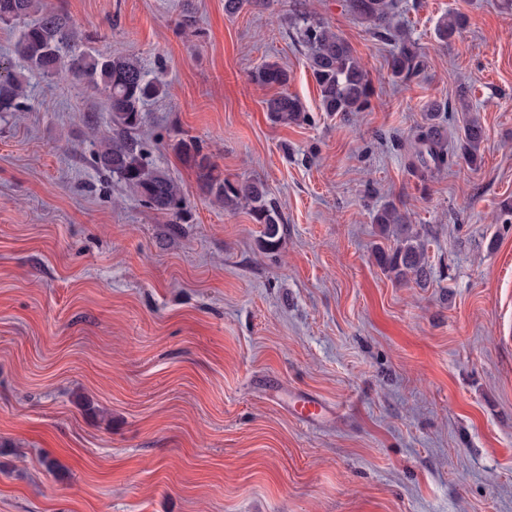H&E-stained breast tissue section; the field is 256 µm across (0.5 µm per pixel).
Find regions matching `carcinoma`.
<instances>
[{"mask_svg":"<svg viewBox=\"0 0 512 512\" xmlns=\"http://www.w3.org/2000/svg\"><path fill=\"white\" fill-rule=\"evenodd\" d=\"M399 8L400 0H347V10L354 18L367 23L373 34L393 43L387 58L388 71L392 79L407 83L423 70L424 54L394 23ZM289 22L298 42L307 49L308 67L319 88L323 111L347 114L369 110L374 89L350 44L326 20L303 5L293 12ZM0 24L20 26L15 54L29 72L82 82L102 97L114 134L100 139L93 162L123 181L148 207L178 223L185 209L180 185L145 163L141 143L131 136L142 124L144 104L163 95L164 85L148 77L133 57L110 58L90 49L76 50L81 35L71 18L62 11L48 9L44 0H0ZM463 26V16L458 13L443 17L434 29L435 43L448 46ZM252 79L264 86L283 87L288 83V72L276 63L265 62L255 69ZM26 99V79L15 70L12 60L0 58V112H22ZM443 110V105L430 103L426 123L414 134V152L408 167L422 178L454 162L461 161L472 169L482 162L484 128L480 121L465 117L456 145L450 147L438 123ZM266 112L273 122L281 124L305 118L301 100L288 93L268 99ZM174 150L195 170L197 181L213 203L229 209L247 208L253 222L263 225V250L279 251L285 221L277 200L263 182L224 177V171L194 139L180 140ZM373 223L384 236L393 238L390 249L375 251L377 264L396 283L413 281L426 286L431 275L426 244L410 224L407 213L387 202L376 210Z\"/></svg>","mask_w":512,"mask_h":512,"instance_id":"1","label":"carcinoma"}]
</instances>
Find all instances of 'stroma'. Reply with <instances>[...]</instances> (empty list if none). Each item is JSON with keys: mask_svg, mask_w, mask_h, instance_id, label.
I'll return each mask as SVG.
<instances>
[{"mask_svg": "<svg viewBox=\"0 0 512 512\" xmlns=\"http://www.w3.org/2000/svg\"><path fill=\"white\" fill-rule=\"evenodd\" d=\"M46 3L165 83L136 136L186 211L171 223L96 168L112 127L86 85L35 75L27 110L0 113V512H512V224L493 221L512 197L504 0H402L395 22L426 54L407 84L344 0L234 16L224 0ZM300 3L365 65L370 110L323 112L282 21ZM449 13L466 23L440 48ZM264 62L287 70L304 121L270 120ZM434 101L448 140L463 111L480 119L483 160L423 181L407 156ZM190 137L275 195L277 253L247 209L200 189L174 151ZM388 201L428 243L427 287L375 261ZM299 393L330 414L291 416Z\"/></svg>", "mask_w": 512, "mask_h": 512, "instance_id": "stroma-1", "label": "stroma"}]
</instances>
